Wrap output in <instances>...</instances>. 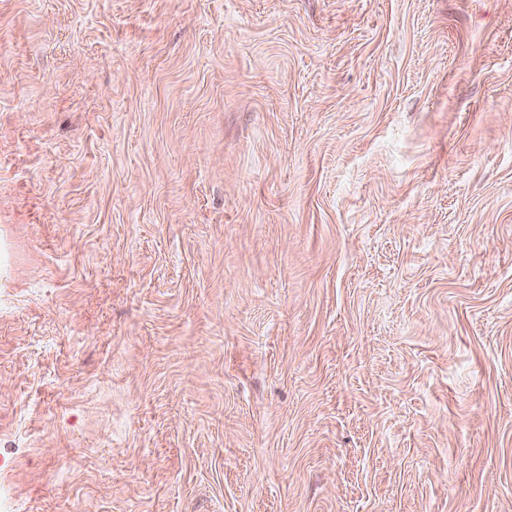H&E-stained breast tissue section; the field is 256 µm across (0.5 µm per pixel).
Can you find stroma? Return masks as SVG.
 <instances>
[{
  "label": "stroma",
  "mask_w": 512,
  "mask_h": 512,
  "mask_svg": "<svg viewBox=\"0 0 512 512\" xmlns=\"http://www.w3.org/2000/svg\"><path fill=\"white\" fill-rule=\"evenodd\" d=\"M0 512H512V0H0Z\"/></svg>",
  "instance_id": "obj_1"
}]
</instances>
